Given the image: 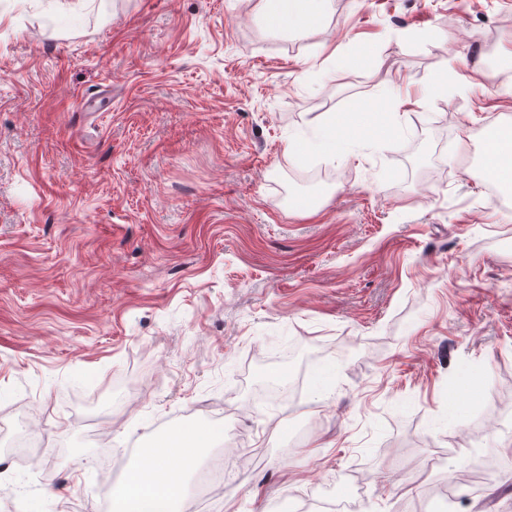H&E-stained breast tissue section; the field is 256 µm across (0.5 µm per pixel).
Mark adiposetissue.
I'll return each instance as SVG.
<instances>
[{
  "instance_id": "obj_1",
  "label": "adipose tissue",
  "mask_w": 512,
  "mask_h": 512,
  "mask_svg": "<svg viewBox=\"0 0 512 512\" xmlns=\"http://www.w3.org/2000/svg\"><path fill=\"white\" fill-rule=\"evenodd\" d=\"M325 4L326 0H283L281 7H267L264 17L272 29L307 32L321 23ZM482 173L512 188L511 127L500 130L488 142ZM201 435V428L188 422L147 449L144 461L131 468L126 482L113 491L115 512H176L183 482L201 454L194 444Z\"/></svg>"
}]
</instances>
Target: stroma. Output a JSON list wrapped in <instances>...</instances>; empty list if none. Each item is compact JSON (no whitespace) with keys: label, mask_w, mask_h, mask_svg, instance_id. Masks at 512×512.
Segmentation results:
<instances>
[{"label":"stroma","mask_w":512,"mask_h":512,"mask_svg":"<svg viewBox=\"0 0 512 512\" xmlns=\"http://www.w3.org/2000/svg\"><path fill=\"white\" fill-rule=\"evenodd\" d=\"M263 8L0 0V512H110L186 422L231 460L204 512H512V207L479 172L512 0ZM363 100L387 129L315 153ZM267 25L275 30L307 32L317 28L325 13V0L266 1ZM282 6L274 8L272 4Z\"/></svg>","instance_id":"stroma-1"}]
</instances>
